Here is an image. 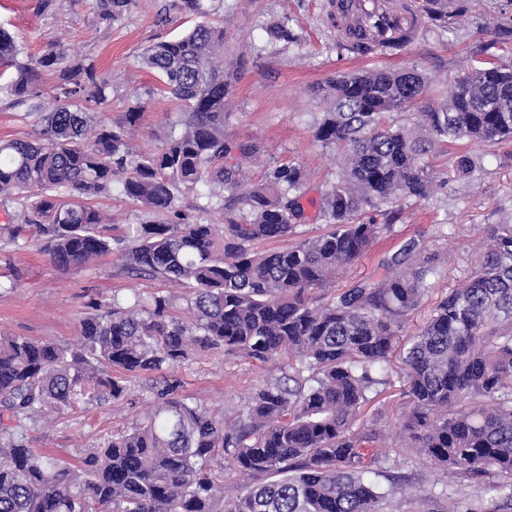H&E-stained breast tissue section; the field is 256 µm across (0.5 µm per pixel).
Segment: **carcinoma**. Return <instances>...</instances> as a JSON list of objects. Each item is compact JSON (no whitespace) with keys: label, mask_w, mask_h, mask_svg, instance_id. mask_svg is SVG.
Returning <instances> with one entry per match:
<instances>
[{"label":"carcinoma","mask_w":512,"mask_h":512,"mask_svg":"<svg viewBox=\"0 0 512 512\" xmlns=\"http://www.w3.org/2000/svg\"><path fill=\"white\" fill-rule=\"evenodd\" d=\"M115 22L136 0H96ZM223 0H169L163 12L204 17L184 35L145 48L142 66L183 114L163 145L133 152L126 124L92 120L89 106L108 100L111 84L96 64L64 50L35 64L19 59L0 30V71H12L0 94L41 123L34 139L0 141V194L30 203L12 241L29 234L60 269L84 266L124 244L133 276L189 291L188 314L164 296L134 295L123 305L92 298L79 320V340L61 343L0 333V512H389L394 486L386 470L385 409L368 404L387 384L393 359L404 371L399 447L512 506V224L488 226L473 271L438 299L405 343L399 330L432 289L433 254L407 244L383 262L386 274L334 287L365 255L383 226L362 218L363 206L427 199L436 176L420 164L433 143H493L512 137V69L477 68L448 99L416 113L412 127L384 115L414 106L427 77L418 69L377 70L330 79L313 89L326 105L315 138L343 153L322 214L332 230L290 247L254 244L297 234L306 177L281 164L248 185L240 162L260 146L224 137V98L238 71L224 70ZM428 18L443 26L444 0H427ZM57 91L46 109L44 77ZM457 176L476 180L461 155ZM146 213L139 224L106 223L88 203L112 195L114 183ZM199 185L238 207L218 229L185 222L177 202ZM222 349L278 363L284 375L265 382L231 422L178 394L157 390L144 424L81 450L74 462L30 447V427L71 408L78 385L90 400H119L127 379L164 375L199 351ZM231 473L239 493L224 497Z\"/></svg>","instance_id":"obj_1"}]
</instances>
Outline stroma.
Returning a JSON list of instances; mask_svg holds the SVG:
<instances>
[{
  "instance_id": "stroma-1",
  "label": "stroma",
  "mask_w": 512,
  "mask_h": 512,
  "mask_svg": "<svg viewBox=\"0 0 512 512\" xmlns=\"http://www.w3.org/2000/svg\"><path fill=\"white\" fill-rule=\"evenodd\" d=\"M166 0H137L121 21L102 22L96 0H0V29L22 46L32 62L52 50H65L95 62L98 73L112 86L106 103L92 106L95 120L123 124L134 101H141L138 122L129 131L139 151L160 147L163 134L178 124L167 95L157 92V74L142 68L138 58L151 43L181 36L198 16L159 14ZM461 0H448L454 13L447 26L425 22L414 43L395 60L353 58L341 47L329 17L330 0H224L225 65L238 56L247 64L224 100L227 138L254 142L258 159L247 162L249 181L258 182L267 168L288 162L303 165L301 189L305 211L302 229L313 236L326 231L321 214L323 193L336 180L338 153L314 137L325 110L310 89L317 83L361 70H402L416 67L428 78L424 105L445 101L457 78L490 62L512 66V43L494 44V29L512 20V0H471L464 16H456ZM281 23L291 40L267 33ZM465 154L480 169L475 184L457 178L454 161ZM423 161L442 185L424 201L408 199L392 206L374 202L363 208L364 218L383 225L371 251L354 263L344 284L374 276L383 259L413 242L434 253L442 275L435 290L448 289L464 279L474 266L489 224H512V138L489 145L459 141L436 145ZM169 297L177 313L187 310L185 289L149 278L128 275L120 248H113L88 266L61 270L40 252L36 242H12L0 230V332L36 339L70 342L77 337L79 318L90 299L126 298L132 293ZM272 363L210 352L193 358L159 378L131 379L124 399L80 403L72 412L30 432L32 447L72 458L88 445L102 442L130 427L158 403L156 392L164 381H177L182 394L196 399L216 416L234 417L264 381L278 377ZM399 468L392 481L404 496L424 498V512H444L449 498H473L475 489L415 457L412 449H398Z\"/></svg>"
}]
</instances>
